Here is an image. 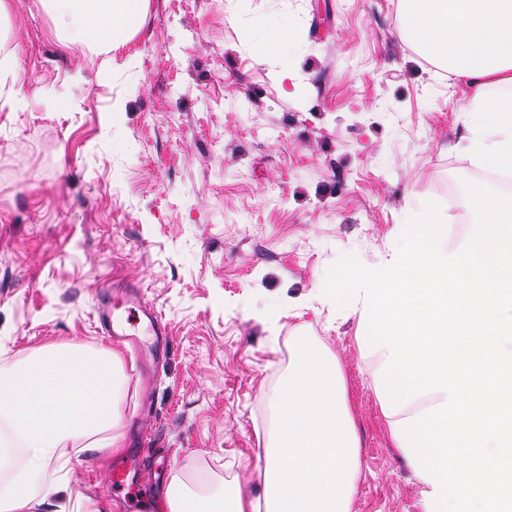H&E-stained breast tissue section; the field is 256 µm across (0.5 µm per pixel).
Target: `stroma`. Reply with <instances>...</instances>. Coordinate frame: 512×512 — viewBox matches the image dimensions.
Wrapping results in <instances>:
<instances>
[{
	"mask_svg": "<svg viewBox=\"0 0 512 512\" xmlns=\"http://www.w3.org/2000/svg\"><path fill=\"white\" fill-rule=\"evenodd\" d=\"M0 69V366L56 345L119 351L124 450L71 460L74 489L136 512L115 466L158 496L241 485L271 446L264 428L286 349L337 356L360 438L352 512H421L392 449L357 318L324 293L330 268L379 266L413 210H447L451 177L480 183L464 150L467 79L430 68L397 0H150L144 30L113 52L65 44L39 0H10ZM293 23L288 92L249 34ZM134 67H123L128 55ZM140 288L170 326L140 380L97 328L98 290Z\"/></svg>",
	"mask_w": 512,
	"mask_h": 512,
	"instance_id": "1",
	"label": "stroma"
}]
</instances>
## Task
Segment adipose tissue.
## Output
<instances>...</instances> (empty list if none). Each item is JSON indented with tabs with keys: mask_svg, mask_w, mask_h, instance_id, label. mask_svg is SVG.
<instances>
[{
	"mask_svg": "<svg viewBox=\"0 0 512 512\" xmlns=\"http://www.w3.org/2000/svg\"><path fill=\"white\" fill-rule=\"evenodd\" d=\"M68 43L108 54L142 30L149 0H40ZM419 51L475 88L465 110V148L512 170V98L486 95L488 80L512 83V0H398ZM124 375L113 352L61 345L13 363L0 379V512H46L70 490L69 448L120 453L116 433ZM275 444L251 496L173 479L158 512H351L361 471L359 438L340 364L302 346L272 400Z\"/></svg>",
	"mask_w": 512,
	"mask_h": 512,
	"instance_id": "adipose-tissue-1",
	"label": "adipose tissue"
}]
</instances>
